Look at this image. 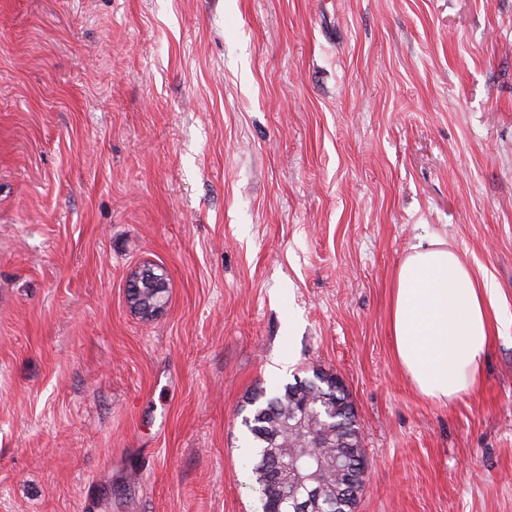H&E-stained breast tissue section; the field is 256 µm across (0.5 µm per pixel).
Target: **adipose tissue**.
<instances>
[{
  "label": "adipose tissue",
  "mask_w": 512,
  "mask_h": 512,
  "mask_svg": "<svg viewBox=\"0 0 512 512\" xmlns=\"http://www.w3.org/2000/svg\"><path fill=\"white\" fill-rule=\"evenodd\" d=\"M389 336L403 376L448 403L482 384L499 320L494 290L440 238L414 246L390 288Z\"/></svg>",
  "instance_id": "adipose-tissue-1"
}]
</instances>
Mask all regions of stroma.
<instances>
[{"label":"stroma","mask_w":512,"mask_h":512,"mask_svg":"<svg viewBox=\"0 0 512 512\" xmlns=\"http://www.w3.org/2000/svg\"><path fill=\"white\" fill-rule=\"evenodd\" d=\"M434 234L500 321L446 405L388 335ZM316 368L356 512H512V0H0V512H259L240 411ZM164 292L165 288H159L152 284L143 285L137 296L133 298L139 304L138 312L143 317L149 318L152 313L149 312V309L164 304Z\"/></svg>","instance_id":"1"}]
</instances>
